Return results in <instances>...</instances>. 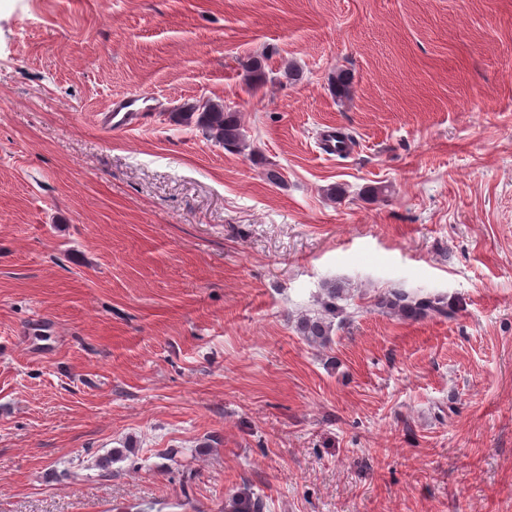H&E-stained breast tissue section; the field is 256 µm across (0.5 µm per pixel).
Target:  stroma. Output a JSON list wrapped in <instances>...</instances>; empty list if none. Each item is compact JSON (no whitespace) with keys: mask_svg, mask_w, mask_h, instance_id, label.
Wrapping results in <instances>:
<instances>
[{"mask_svg":"<svg viewBox=\"0 0 512 512\" xmlns=\"http://www.w3.org/2000/svg\"><path fill=\"white\" fill-rule=\"evenodd\" d=\"M203 99L247 150L172 120ZM239 497L512 512V0H0V512ZM150 98L139 95L120 97L113 100L112 108L101 118V123L108 129L131 130L143 124L146 112H152L148 106L138 107V102L145 103ZM374 305L403 319L416 320L428 315L451 319L454 316L445 298L438 295L420 296L399 288L378 296ZM328 319L326 314L305 317L300 322V333L311 344H318L319 346L328 345L331 342L333 330L332 321Z\"/></svg>","mask_w":512,"mask_h":512,"instance_id":"obj_1","label":"stroma"}]
</instances>
